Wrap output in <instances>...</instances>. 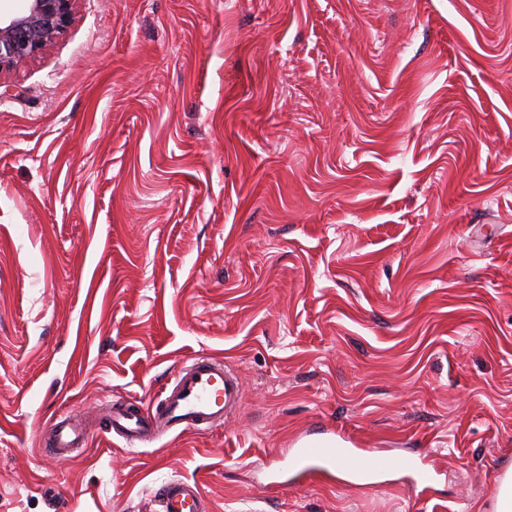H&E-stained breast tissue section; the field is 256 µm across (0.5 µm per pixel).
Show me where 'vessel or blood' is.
<instances>
[{
  "label": "vessel or blood",
  "instance_id": "vessel-or-blood-1",
  "mask_svg": "<svg viewBox=\"0 0 512 512\" xmlns=\"http://www.w3.org/2000/svg\"><path fill=\"white\" fill-rule=\"evenodd\" d=\"M242 396L241 382L224 364L207 356L194 357L178 370L171 388L163 390L150 411L130 404L113 410L107 431L121 433L129 446L149 444L166 429L182 427L199 432L222 420ZM83 430L56 424L42 434L45 453L61 455L84 441ZM339 463L350 468L362 467V459L351 450L337 447L335 439L304 441L294 454L295 471L304 478L324 475L326 467ZM160 512H201L202 495L197 485L170 480L155 491Z\"/></svg>",
  "mask_w": 512,
  "mask_h": 512
}]
</instances>
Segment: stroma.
<instances>
[{
    "mask_svg": "<svg viewBox=\"0 0 512 512\" xmlns=\"http://www.w3.org/2000/svg\"><path fill=\"white\" fill-rule=\"evenodd\" d=\"M0 83V512H157L173 478L206 512H493L512 0H77ZM199 355L225 422L97 432ZM66 418L83 447L42 452ZM333 432L395 468L293 482Z\"/></svg>",
    "mask_w": 512,
    "mask_h": 512,
    "instance_id": "stroma-1",
    "label": "stroma"
}]
</instances>
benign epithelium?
Here are the masks:
<instances>
[{"label": "benign epithelium", "instance_id": "1", "mask_svg": "<svg viewBox=\"0 0 512 512\" xmlns=\"http://www.w3.org/2000/svg\"><path fill=\"white\" fill-rule=\"evenodd\" d=\"M26 10L0 17V74L37 58L72 23L76 0H27Z\"/></svg>", "mask_w": 512, "mask_h": 512}]
</instances>
